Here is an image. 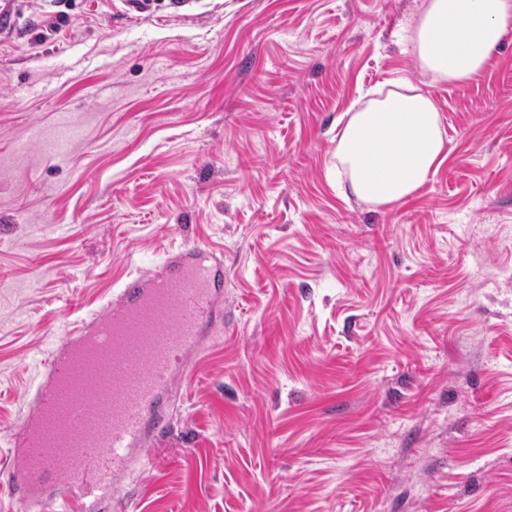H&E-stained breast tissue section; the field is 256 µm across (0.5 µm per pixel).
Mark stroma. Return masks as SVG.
Masks as SVG:
<instances>
[{
    "label": "stroma",
    "mask_w": 512,
    "mask_h": 512,
    "mask_svg": "<svg viewBox=\"0 0 512 512\" xmlns=\"http://www.w3.org/2000/svg\"><path fill=\"white\" fill-rule=\"evenodd\" d=\"M144 2L0 0V433L66 310L195 245L224 328L123 512H512V32L431 85L424 0ZM402 75L447 157L375 210L336 122Z\"/></svg>",
    "instance_id": "1"
}]
</instances>
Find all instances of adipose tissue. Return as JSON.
Instances as JSON below:
<instances>
[{
    "instance_id": "ef3b65f1",
    "label": "adipose tissue",
    "mask_w": 512,
    "mask_h": 512,
    "mask_svg": "<svg viewBox=\"0 0 512 512\" xmlns=\"http://www.w3.org/2000/svg\"><path fill=\"white\" fill-rule=\"evenodd\" d=\"M512 32V0H427L403 40L431 82L464 83L484 69ZM336 137L346 190L371 208L418 194L445 160L440 114L432 98L404 78L358 98Z\"/></svg>"
}]
</instances>
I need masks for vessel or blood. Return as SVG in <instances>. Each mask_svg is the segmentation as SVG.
Listing matches in <instances>:
<instances>
[{
	"label": "vessel or blood",
	"mask_w": 512,
	"mask_h": 512,
	"mask_svg": "<svg viewBox=\"0 0 512 512\" xmlns=\"http://www.w3.org/2000/svg\"><path fill=\"white\" fill-rule=\"evenodd\" d=\"M220 260L192 247L128 276L100 313L64 320L32 406L0 435L19 504L110 512L132 461L171 424V385L224 323Z\"/></svg>",
	"instance_id": "obj_1"
}]
</instances>
